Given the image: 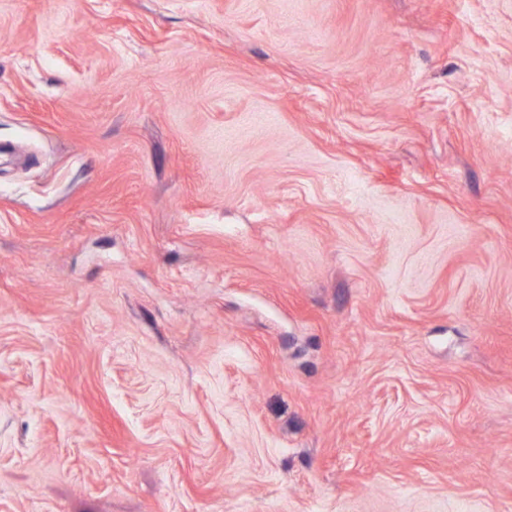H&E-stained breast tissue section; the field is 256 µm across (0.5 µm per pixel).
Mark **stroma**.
<instances>
[{
	"label": "stroma",
	"instance_id": "stroma-1",
	"mask_svg": "<svg viewBox=\"0 0 512 512\" xmlns=\"http://www.w3.org/2000/svg\"><path fill=\"white\" fill-rule=\"evenodd\" d=\"M0 512H512V0H0Z\"/></svg>",
	"mask_w": 512,
	"mask_h": 512
}]
</instances>
